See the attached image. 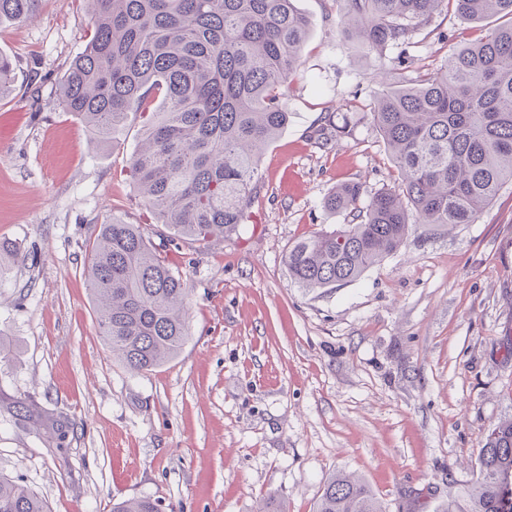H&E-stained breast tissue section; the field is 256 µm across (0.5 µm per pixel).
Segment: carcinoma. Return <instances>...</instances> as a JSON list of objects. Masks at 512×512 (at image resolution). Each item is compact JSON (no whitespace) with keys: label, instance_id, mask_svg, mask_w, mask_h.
<instances>
[{"label":"carcinoma","instance_id":"obj_1","mask_svg":"<svg viewBox=\"0 0 512 512\" xmlns=\"http://www.w3.org/2000/svg\"><path fill=\"white\" fill-rule=\"evenodd\" d=\"M40 0H0V23L33 16ZM93 36L69 64L58 105L107 143L152 92L166 106L145 121L130 168L145 205L174 238L210 241L249 222L261 152L288 126L281 88L297 68L311 21L294 0H86ZM341 31L367 55L405 43L451 5L471 23H502L448 55L435 73L391 87L372 113L397 167L396 191L342 184L324 201L348 223L289 247V276L307 291L358 280L420 224H472L512 181V0H337ZM13 60L0 52V97ZM86 275L100 333L133 372L176 359L188 341L183 277L137 224H103ZM512 490V420L489 434L479 476L442 512L502 509ZM0 512H49L26 485L0 475ZM112 512H159L148 497ZM314 512H385L361 477L338 471Z\"/></svg>","mask_w":512,"mask_h":512}]
</instances>
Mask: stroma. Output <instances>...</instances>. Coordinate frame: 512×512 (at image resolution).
<instances>
[{
    "mask_svg": "<svg viewBox=\"0 0 512 512\" xmlns=\"http://www.w3.org/2000/svg\"><path fill=\"white\" fill-rule=\"evenodd\" d=\"M312 21L280 99L288 126L265 149L243 231L200 246L170 239L129 173L143 133L129 119L97 145L58 107L60 79L95 19L80 0H42L0 25L12 88L0 115V243L24 259L0 280V473L50 512H313L323 483L362 477L387 512H434L477 477L488 434L512 419V182L475 223L420 227L360 279L302 290L284 262L296 241L346 223L324 199L338 183L397 188L373 126L377 73L440 68L486 26L454 11L408 43L363 56L337 0H296ZM356 122L331 141L326 114ZM142 225L187 282L189 340L133 374L98 326L84 268L100 225ZM31 405L42 427L19 420Z\"/></svg>",
    "mask_w": 512,
    "mask_h": 512,
    "instance_id": "35a3bbf8",
    "label": "stroma"
}]
</instances>
